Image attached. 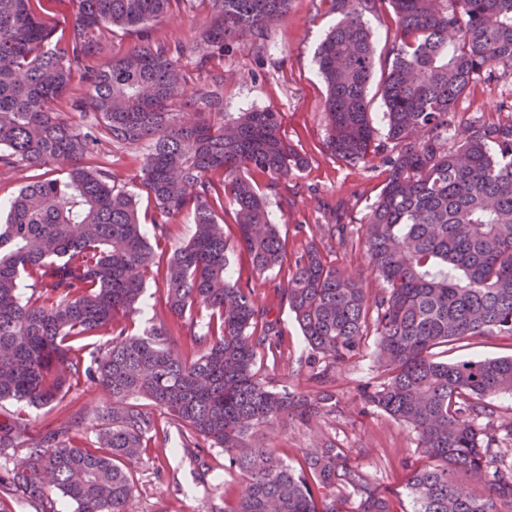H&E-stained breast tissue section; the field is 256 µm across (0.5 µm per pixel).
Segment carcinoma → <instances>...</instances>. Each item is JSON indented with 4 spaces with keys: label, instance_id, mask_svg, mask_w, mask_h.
I'll return each instance as SVG.
<instances>
[{
    "label": "carcinoma",
    "instance_id": "cac0c4a2",
    "mask_svg": "<svg viewBox=\"0 0 512 512\" xmlns=\"http://www.w3.org/2000/svg\"><path fill=\"white\" fill-rule=\"evenodd\" d=\"M206 5L204 48L194 69L183 48L154 39L151 23ZM292 0H0V167L35 180L0 213V403L46 408L72 381L103 387L112 405L80 423L36 436L12 416L0 421V492L36 512H54L59 491L77 512H127L129 466L149 440L167 437L158 408L180 427L183 445L224 450L244 477L224 512H512V422L497 424L489 399L512 393V356L448 363L435 349L463 338L512 340V119L455 125L457 103L480 77L512 74V0H390L396 29L380 83L386 136L397 148L387 183L359 243L382 288L330 265L309 245L294 260L253 175L279 180L303 165L282 139L275 112L224 113L214 51L261 40ZM341 16L317 53L327 87L326 148L365 159L374 143L366 90L376 50L365 15L378 0H330ZM142 33L108 54V32ZM92 120L79 129L53 105L74 80ZM199 81L210 88L191 90ZM146 149L138 190L164 215L187 214L189 240L159 249L137 194L112 184L102 140ZM63 166V179L39 171ZM230 208L251 274L288 305L311 350L319 389L277 390L259 378L258 356L277 359V318L248 283L231 282L224 209ZM163 314H205L178 350L164 319L134 321L148 280ZM109 336L90 347L93 337ZM374 337L379 373L362 402L408 426L424 462L411 475V509L397 508L334 443L288 464L278 448L250 438L289 420L310 421L332 405L338 365ZM488 480L478 500L455 469Z\"/></svg>",
    "mask_w": 512,
    "mask_h": 512
}]
</instances>
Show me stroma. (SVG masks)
<instances>
[{
    "mask_svg": "<svg viewBox=\"0 0 512 512\" xmlns=\"http://www.w3.org/2000/svg\"><path fill=\"white\" fill-rule=\"evenodd\" d=\"M203 10L177 12L151 29L153 38L185 48L184 65H193L201 44ZM338 17L329 0H292L284 21L269 29L262 42L234 41L225 44L217 61L225 75L222 95L229 113L267 110L277 113L282 136L306 159L303 168L291 176L256 181L268 202L272 223L278 224L289 255H297L308 244L324 250L329 261L344 274L361 277L368 292L380 283L358 246L362 225L389 176L387 159L395 153L385 138L384 106L377 82H370L367 97L373 125L377 130L373 155L364 161L348 162L325 149L327 122L326 87L316 63V52ZM376 49V73H383L394 32V14L388 0H380L376 12L368 14ZM512 101V76L496 81L475 80L459 101L456 119L467 122L478 117L498 116ZM100 157L112 174L113 184L135 190L144 151L102 141ZM341 224L347 244L323 239L319 227ZM224 235L231 243L228 254L230 280H250L258 301L270 306L280 322L285 352L280 360L262 359L260 374L276 388L310 392L315 388L308 365L309 347L288 307L278 306L264 279L250 278L244 255L236 248L235 224L226 223ZM512 356V341L485 336L449 343L442 360ZM378 372L371 348L350 364L336 367L330 390L335 408L309 423L291 421L267 430V446L281 449L288 462L303 453L334 440L344 448L352 464L363 471L381 490L406 498L412 467L420 457L415 434L380 410L363 407L358 389ZM109 403L97 385L78 381L66 399L53 409L29 408L25 423L30 435L47 424L68 423L76 414L103 408ZM205 458L209 470L196 460ZM134 493L129 512H222L225 503L235 501L241 491V477L224 465L222 449L201 443L197 452L183 448L176 427H169L167 440L151 441L142 460L131 468Z\"/></svg>",
    "mask_w": 512,
    "mask_h": 512,
    "instance_id": "stroma-1",
    "label": "stroma"
}]
</instances>
